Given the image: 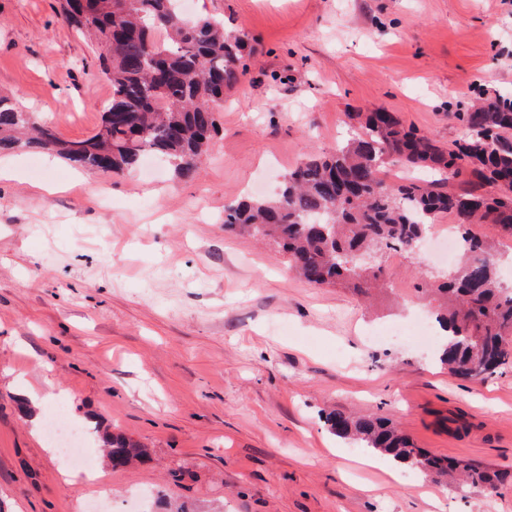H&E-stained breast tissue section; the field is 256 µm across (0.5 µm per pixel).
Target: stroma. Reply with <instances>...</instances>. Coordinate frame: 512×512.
I'll use <instances>...</instances> for the list:
<instances>
[{
    "label": "stroma",
    "instance_id": "stroma-1",
    "mask_svg": "<svg viewBox=\"0 0 512 512\" xmlns=\"http://www.w3.org/2000/svg\"><path fill=\"white\" fill-rule=\"evenodd\" d=\"M255 52L217 112L199 174L155 157L116 175L8 153L0 179V512H84L154 491V512H512V486L448 483L361 463L329 409L383 414L419 447L512 471V370L465 381L435 347L376 337L425 312L442 269L425 252L385 266L368 303L294 275L275 244L224 230L250 185L276 193L312 154L382 108L443 145L459 107L512 97V0H191ZM99 48L56 0H0V92L64 140L95 134L112 96ZM38 184L59 185L39 196ZM38 402L37 416L21 410ZM147 444L148 462L65 481L51 412Z\"/></svg>",
    "mask_w": 512,
    "mask_h": 512
}]
</instances>
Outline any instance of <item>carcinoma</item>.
<instances>
[{
	"instance_id": "obj_1",
	"label": "carcinoma",
	"mask_w": 512,
	"mask_h": 512,
	"mask_svg": "<svg viewBox=\"0 0 512 512\" xmlns=\"http://www.w3.org/2000/svg\"><path fill=\"white\" fill-rule=\"evenodd\" d=\"M180 0H59L76 32L101 47L100 71L112 84L93 136L60 139L54 128L0 97V153L24 146L56 152L83 168L131 173L145 155L166 160L182 178L199 173L219 133L214 104L247 70L248 36L224 18H187ZM463 138L448 148L406 126L393 112L357 113L362 134L328 156L304 160L284 176L272 198L241 197L224 207V229L267 239L288 254L307 282L365 294L388 283L380 254L414 253L441 214L456 219L463 257L435 288L425 290L438 325L440 364L463 380L487 381L512 368V288L498 276L499 242L483 224L512 235V98L498 97L455 113ZM385 164L431 169L441 178L388 184ZM343 440L387 454L427 475L474 488L512 485V473L438 456L419 447L382 414L323 415ZM108 464L148 460L144 445L105 433Z\"/></svg>"
}]
</instances>
